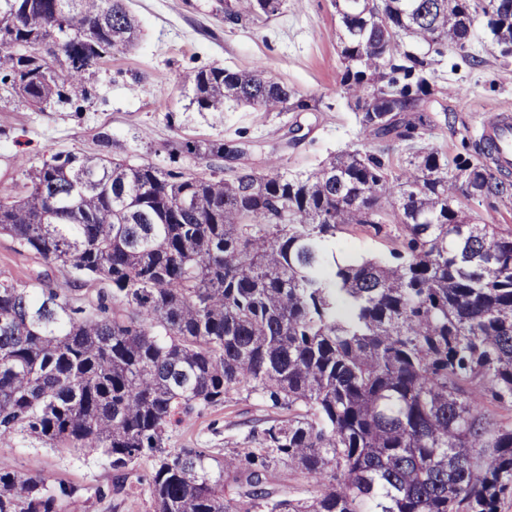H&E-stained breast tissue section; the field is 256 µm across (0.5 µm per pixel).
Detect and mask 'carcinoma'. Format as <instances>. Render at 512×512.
Here are the masks:
<instances>
[{
	"mask_svg": "<svg viewBox=\"0 0 512 512\" xmlns=\"http://www.w3.org/2000/svg\"><path fill=\"white\" fill-rule=\"evenodd\" d=\"M284 2L233 0V15L266 20ZM342 7L339 90L360 146L317 170L226 175L222 139L180 143L205 172L164 170L111 156L102 132L103 150L52 154L0 194L18 252L103 285L87 306L74 287L0 272V438L96 454L126 476L149 461L152 512H497L512 424L477 396L512 403V230L472 222L460 198L512 199V183L489 144L450 161L418 140L435 56L466 50L478 14L512 46V0ZM136 31L125 0H0V108L90 101L99 60ZM54 39L65 57L43 71L23 47ZM192 82L200 112L311 107L263 66ZM397 142L408 154L393 164ZM349 228L385 233L393 262L338 261ZM243 394L282 414L249 433L255 447H166L183 415ZM281 464L308 486L269 488ZM76 494L44 470L0 471V512H62Z\"/></svg>",
	"mask_w": 512,
	"mask_h": 512,
	"instance_id": "1",
	"label": "carcinoma"
}]
</instances>
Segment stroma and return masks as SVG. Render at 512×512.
<instances>
[{
  "label": "stroma",
  "instance_id": "35a3bbf8",
  "mask_svg": "<svg viewBox=\"0 0 512 512\" xmlns=\"http://www.w3.org/2000/svg\"><path fill=\"white\" fill-rule=\"evenodd\" d=\"M140 35L130 50L102 60L95 69V93L82 111L37 112L20 101L0 109V192L24 179L21 159L38 164L57 152L94 153L98 135L112 138L117 156L145 154L158 167H194L188 157L171 161L181 138L251 142L246 164L309 172L329 154L358 147V126L350 104L339 94L341 23L334 0H286L280 14L261 25H227L224 0H127ZM470 57L445 50L436 67L439 91L429 105L431 122L423 143L448 156L479 141L481 113L512 111V63L494 53L484 17L474 22ZM265 65L298 95L313 99L308 111L257 112L237 105L201 112L192 102L191 76L211 67L252 70ZM390 241L371 232L338 234L337 255L389 259ZM0 271L20 281L47 275L65 285L67 272L35 256L18 253L0 236ZM279 413L260 398L237 396L224 405L185 416L170 434L173 448H204L221 457L246 447L250 430ZM42 469L56 482L77 488L63 512H151L138 476L119 472L95 455L51 448L18 438L0 440V470Z\"/></svg>",
  "mask_w": 512,
  "mask_h": 512
}]
</instances>
